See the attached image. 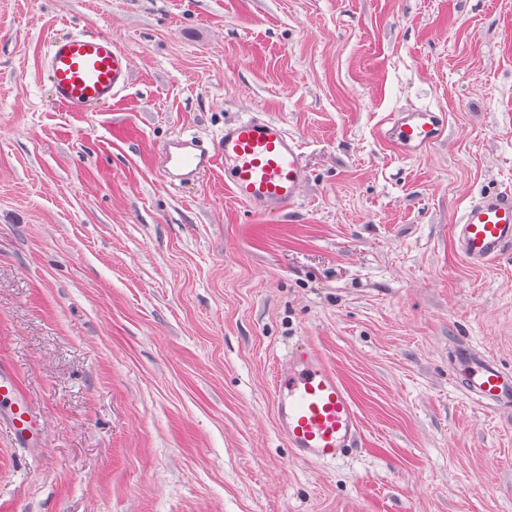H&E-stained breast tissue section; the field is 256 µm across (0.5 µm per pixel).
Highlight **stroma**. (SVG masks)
I'll return each instance as SVG.
<instances>
[{"mask_svg": "<svg viewBox=\"0 0 512 512\" xmlns=\"http://www.w3.org/2000/svg\"><path fill=\"white\" fill-rule=\"evenodd\" d=\"M133 63L112 104H57V33ZM445 112L399 156L391 113ZM269 115L301 144V205L256 215L224 161L160 173L179 136ZM512 192V0H0V360L47 445L0 425V512H512V407L481 409L465 342L512 370V252L451 234ZM314 344L361 446L292 458L276 356Z\"/></svg>", "mask_w": 512, "mask_h": 512, "instance_id": "1", "label": "stroma"}]
</instances>
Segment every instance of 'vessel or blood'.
<instances>
[{
  "instance_id": "obj_1",
  "label": "vessel or blood",
  "mask_w": 512,
  "mask_h": 512,
  "mask_svg": "<svg viewBox=\"0 0 512 512\" xmlns=\"http://www.w3.org/2000/svg\"><path fill=\"white\" fill-rule=\"evenodd\" d=\"M51 95L59 105L84 110L111 102L132 84L129 55L112 36L77 32L49 39L43 60ZM447 130L444 112L420 108L396 113L384 138L397 153L416 157L437 145ZM224 160V185L241 204L258 214L296 209L308 181L298 140L283 123L268 116L238 119L224 126L212 149L196 140L171 143L160 167L181 180ZM455 246L464 260L484 266L512 250V193H487L473 199L452 227ZM464 385L480 406L512 403V371L470 346L455 356ZM272 394L279 434L295 458L328 463L345 457L360 443L357 409L334 368L314 346L301 344L277 357ZM12 431L17 447L38 448L46 437L30 410L10 367L0 364V422Z\"/></svg>"
}]
</instances>
